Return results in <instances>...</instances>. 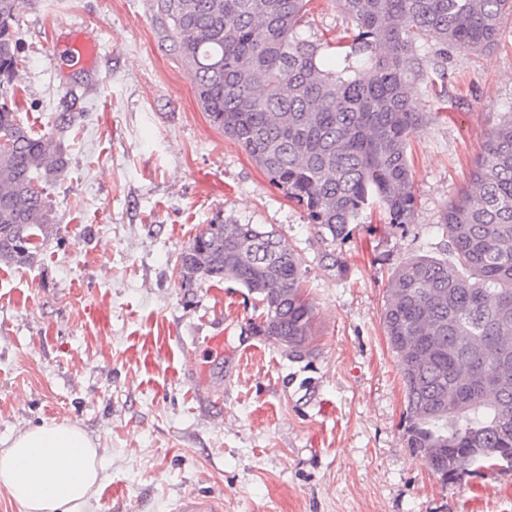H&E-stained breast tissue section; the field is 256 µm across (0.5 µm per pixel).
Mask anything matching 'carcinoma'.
<instances>
[{"instance_id":"obj_1","label":"carcinoma","mask_w":512,"mask_h":512,"mask_svg":"<svg viewBox=\"0 0 512 512\" xmlns=\"http://www.w3.org/2000/svg\"><path fill=\"white\" fill-rule=\"evenodd\" d=\"M310 0H164L178 55L211 125L237 143L297 202L330 243L372 210L411 222L417 198L408 159L427 120L412 105L418 42L488 52L512 0H336L355 33L338 37L337 68L322 43L300 37ZM22 0H0V261L31 264L55 227L45 185L68 161L54 134L18 117L13 22ZM438 230L446 258L401 260L382 314L405 389L404 436L443 482L458 461L502 468L512 457V117L494 128ZM187 288L231 280L256 296L252 323L302 356L313 310L303 273L275 231L214 221L179 256Z\"/></svg>"}]
</instances>
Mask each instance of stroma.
Returning <instances> with one entry per match:
<instances>
[{"label":"stroma","instance_id":"35a3bbf8","mask_svg":"<svg viewBox=\"0 0 512 512\" xmlns=\"http://www.w3.org/2000/svg\"><path fill=\"white\" fill-rule=\"evenodd\" d=\"M347 26L336 0H311L300 35ZM13 29L25 124L54 130L65 91L79 101L47 187L58 231L32 264L0 263V442L54 419L86 432L105 465L87 512H170L185 494L224 512H512V471L445 484L407 448L382 322L395 264L441 254L445 205L512 113V17L490 52L420 43L414 216L354 225L340 272L304 209L209 123L161 0H25ZM78 33L101 45L94 68L53 53ZM218 219L293 250L309 354L255 335L239 285L183 287L180 253Z\"/></svg>","mask_w":512,"mask_h":512}]
</instances>
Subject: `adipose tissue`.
Masks as SVG:
<instances>
[{
	"label": "adipose tissue",
	"instance_id": "adipose-tissue-1",
	"mask_svg": "<svg viewBox=\"0 0 512 512\" xmlns=\"http://www.w3.org/2000/svg\"><path fill=\"white\" fill-rule=\"evenodd\" d=\"M102 470L91 438L64 420L43 423L0 451V486L21 512H85Z\"/></svg>",
	"mask_w": 512,
	"mask_h": 512
}]
</instances>
